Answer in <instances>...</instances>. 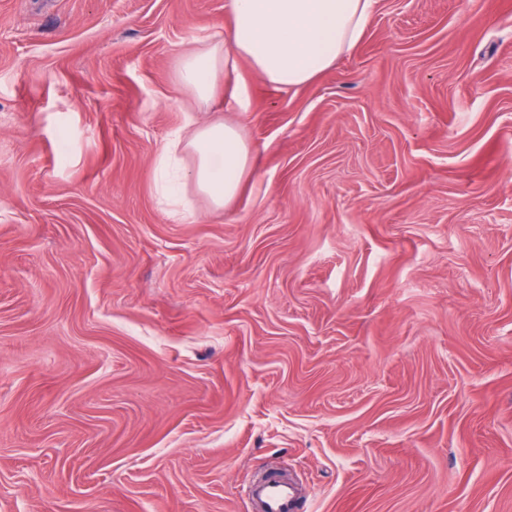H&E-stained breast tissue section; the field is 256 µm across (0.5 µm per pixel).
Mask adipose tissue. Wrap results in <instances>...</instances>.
I'll list each match as a JSON object with an SVG mask.
<instances>
[{
    "instance_id": "ef3b65f1",
    "label": "adipose tissue",
    "mask_w": 512,
    "mask_h": 512,
    "mask_svg": "<svg viewBox=\"0 0 512 512\" xmlns=\"http://www.w3.org/2000/svg\"><path fill=\"white\" fill-rule=\"evenodd\" d=\"M378 0H226L232 18L225 45L186 53L179 62L182 84L200 100L211 99L220 76L238 60L280 89H294L332 67L362 38ZM182 151L197 163L190 177L215 208L238 194L250 167V149L233 124L217 121L191 137L173 134L156 161L161 178Z\"/></svg>"
}]
</instances>
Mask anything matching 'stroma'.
Here are the masks:
<instances>
[{"mask_svg": "<svg viewBox=\"0 0 512 512\" xmlns=\"http://www.w3.org/2000/svg\"><path fill=\"white\" fill-rule=\"evenodd\" d=\"M226 0H0V512H512V0H379L247 102ZM222 117L238 197L156 158ZM246 496L259 512H294L295 495L289 482L276 477L251 481Z\"/></svg>", "mask_w": 512, "mask_h": 512, "instance_id": "obj_1", "label": "stroma"}]
</instances>
